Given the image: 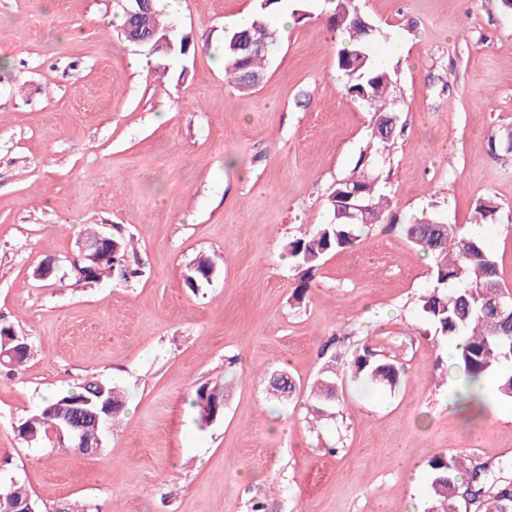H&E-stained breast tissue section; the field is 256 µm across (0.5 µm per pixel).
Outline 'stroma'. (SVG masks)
Wrapping results in <instances>:
<instances>
[{
	"instance_id": "obj_1",
	"label": "stroma",
	"mask_w": 512,
	"mask_h": 512,
	"mask_svg": "<svg viewBox=\"0 0 512 512\" xmlns=\"http://www.w3.org/2000/svg\"><path fill=\"white\" fill-rule=\"evenodd\" d=\"M258 5L174 0L164 17L192 48L158 57L121 37L118 0H0V325L32 345L0 373V480L25 483L39 512H427L433 457L512 461V403L464 419L452 346L421 309L429 260L399 232L424 209L470 223L494 200L487 244L512 290V14L495 0H358L395 81V219L328 255L298 303L285 246L329 222L371 114L343 89L320 0L279 35L259 85L225 82L224 33ZM93 229L125 241L139 277L75 278ZM204 253L221 262L196 295L184 275ZM366 346L403 365L400 386L344 376L313 417L330 357ZM278 369L297 384L285 406L267 392ZM91 376L126 396L100 453L21 438ZM214 382L224 415L206 425L191 400Z\"/></svg>"
}]
</instances>
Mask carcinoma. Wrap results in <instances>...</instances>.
Instances as JSON below:
<instances>
[{
    "mask_svg": "<svg viewBox=\"0 0 512 512\" xmlns=\"http://www.w3.org/2000/svg\"><path fill=\"white\" fill-rule=\"evenodd\" d=\"M329 27L336 32V64L345 78V90L363 102L372 112V137L360 153L351 176L336 182L326 198L331 222L319 224L310 233L288 242V256L295 267L293 298L300 302L310 288V282L331 253L348 249L376 224L384 222L393 209L392 199L379 192L382 172L380 160L390 152L397 139V117L392 114L390 93L393 79L390 70L373 62L370 44L377 29L359 10L357 0H323ZM281 0H260L252 25L242 30L225 32L224 78L240 89L253 88L250 78L264 76L269 53L277 42V34L266 23V15L277 12ZM144 24L163 35L169 34L174 51L185 54L191 43L189 36L168 32L159 14L150 10ZM259 38L266 48L235 51L234 45L247 44ZM359 206L364 219H350L347 211ZM499 207L487 199L474 208L472 223L492 224ZM403 237L431 259V284L422 310L435 334L453 343L454 365L463 377L469 392L481 386L484 378L495 375V395L512 400V318L497 317L489 296L492 287L503 292L497 261L489 251L484 237L469 230L467 224L443 222L437 216L423 213L409 224L400 225ZM104 241L108 257L89 272L83 271L79 281H95L116 272L124 280L137 277V271L122 264L125 252L123 240L110 235L91 234ZM216 274V262L199 255L188 269L185 284L199 290L210 284ZM349 368L369 383L394 389L398 386L401 368L393 362H382L368 347L362 348ZM313 412L325 413L324 406L337 400L336 373L331 371L315 389ZM116 405L109 419H114L124 406L123 395L111 384L89 377L74 391L61 393L48 400L36 414L22 422L19 435L30 445L48 438L54 424L74 419L79 411H99L103 401ZM194 405L199 407L203 421L209 422L224 413V387L203 385L196 389ZM430 470L429 512H456L462 494H468L472 512H512V462L495 468L487 465L469 468L460 454L450 452L428 462ZM27 496L25 484L12 480L0 484V512H20L18 506Z\"/></svg>",
    "mask_w": 512,
    "mask_h": 512,
    "instance_id": "carcinoma-1",
    "label": "carcinoma"
}]
</instances>
